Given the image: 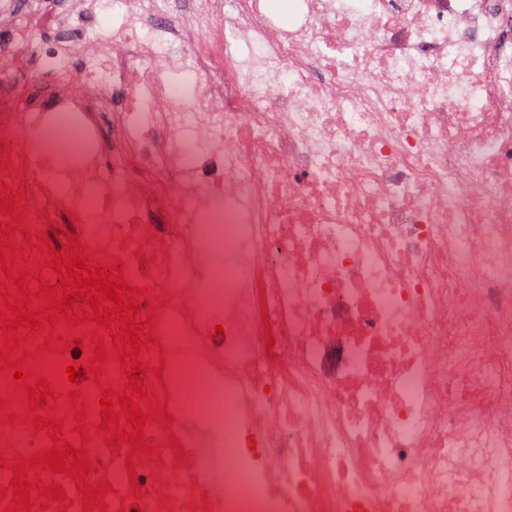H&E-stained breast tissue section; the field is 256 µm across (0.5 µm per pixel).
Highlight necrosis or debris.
I'll use <instances>...</instances> for the list:
<instances>
[{
	"label": "necrosis or debris",
	"mask_w": 512,
	"mask_h": 512,
	"mask_svg": "<svg viewBox=\"0 0 512 512\" xmlns=\"http://www.w3.org/2000/svg\"><path fill=\"white\" fill-rule=\"evenodd\" d=\"M0 28V181L150 294L175 419L131 471L88 444L108 512L133 480L142 512H512V0H0Z\"/></svg>",
	"instance_id": "obj_1"
}]
</instances>
